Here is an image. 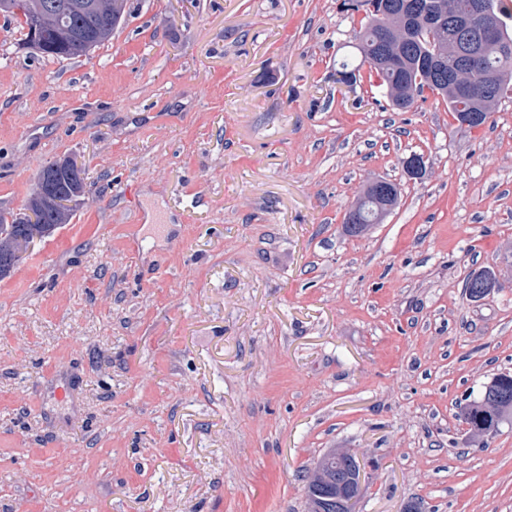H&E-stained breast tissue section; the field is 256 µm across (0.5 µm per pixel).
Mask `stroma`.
Masks as SVG:
<instances>
[{"mask_svg": "<svg viewBox=\"0 0 512 512\" xmlns=\"http://www.w3.org/2000/svg\"><path fill=\"white\" fill-rule=\"evenodd\" d=\"M340 3L127 0L61 61L0 15V213L85 172L0 277V512H309L335 448L356 512H512V413L462 420L512 374V92L468 129L337 83ZM379 178L398 205L348 233Z\"/></svg>", "mask_w": 512, "mask_h": 512, "instance_id": "stroma-1", "label": "stroma"}]
</instances>
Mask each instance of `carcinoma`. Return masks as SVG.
Returning <instances> with one entry per match:
<instances>
[{
    "label": "carcinoma",
    "instance_id": "carcinoma-1",
    "mask_svg": "<svg viewBox=\"0 0 512 512\" xmlns=\"http://www.w3.org/2000/svg\"><path fill=\"white\" fill-rule=\"evenodd\" d=\"M43 0H30L31 8L23 21L24 28L41 22L43 44L38 52L48 58L69 60L84 55L68 40L65 28H82L87 19L78 13L68 18L66 27L50 17L40 14ZM402 0H350L351 4L364 8V17L357 34L358 49L362 61L376 72L380 85L386 90L391 105L399 110L410 108L417 97L424 93L429 85L439 90L448 86V70L452 62H447L440 73H433L419 58L443 57L448 47L464 40L463 35L452 19L445 18L436 28L429 27L433 18L443 15V0H411L410 6L417 18L415 40L404 43L397 55H391L383 49V41L389 39L387 22L392 8ZM105 12L110 16V26L94 32V46L99 47L112 37V30L119 25L124 11L125 0H102ZM496 18L494 38L484 48L479 68L492 76L505 91L512 81V31L501 18L496 0H491ZM41 175L49 178L52 191L46 198L31 196L24 206L23 216L7 218L0 213V277L14 267L13 244L18 239L32 235L44 236L57 225L69 219L71 209L65 203L81 196L84 188L85 172L71 160L54 162L46 166ZM398 189L393 194L382 196L374 183H369L346 213L362 218L359 224H346L348 232L360 234L371 223H381L387 214L397 205ZM495 280L492 270H483L470 274L465 281L469 296L476 297L480 286ZM512 411V375L500 374L485 387L480 399L473 401L465 413V423L470 430L487 433L499 427L505 413ZM357 459L345 456L336 450L324 454L315 464L308 481V499L310 512H329L328 505L336 500L339 483L346 479L347 473Z\"/></svg>",
    "mask_w": 512,
    "mask_h": 512
}]
</instances>
